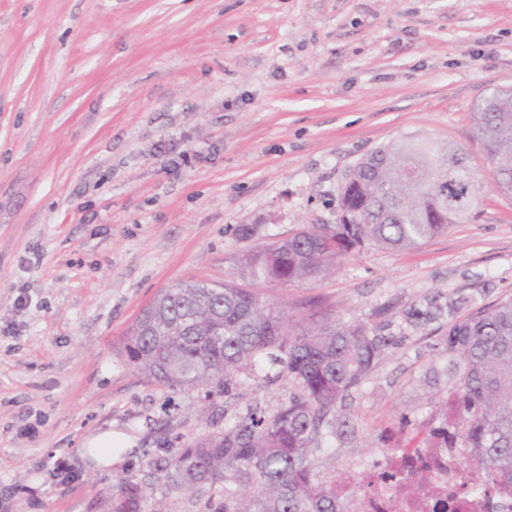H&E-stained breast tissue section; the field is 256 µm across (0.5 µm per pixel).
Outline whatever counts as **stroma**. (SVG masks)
I'll return each instance as SVG.
<instances>
[{
  "mask_svg": "<svg viewBox=\"0 0 512 512\" xmlns=\"http://www.w3.org/2000/svg\"><path fill=\"white\" fill-rule=\"evenodd\" d=\"M495 88L512 0H0V512H97L148 460L297 393L258 370L208 398L129 365L131 324L184 281L389 339L323 478L440 422L449 324L512 294V197L471 122ZM402 138L467 150V219L297 286L245 275L246 252L336 223L348 171ZM106 431L123 455L96 467Z\"/></svg>",
  "mask_w": 512,
  "mask_h": 512,
  "instance_id": "35a3bbf8",
  "label": "stroma"
}]
</instances>
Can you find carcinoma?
<instances>
[{"instance_id":"cac0c4a2","label":"carcinoma","mask_w":512,"mask_h":512,"mask_svg":"<svg viewBox=\"0 0 512 512\" xmlns=\"http://www.w3.org/2000/svg\"><path fill=\"white\" fill-rule=\"evenodd\" d=\"M496 190L512 197V90H492L471 113ZM340 190V218L313 224L246 255L252 279L275 285L316 280L352 252L406 251L448 231L472 210L480 182L466 153L403 139L360 160ZM459 356L446 426L434 446L470 448L467 466L512 487V296L448 325ZM387 346L360 322L325 318L295 327L285 308L233 283L184 282L142 309L125 345L127 361L171 390L225 392L260 363L298 384L300 394L269 414L260 405L207 432L148 477L128 474L99 512H169L168 500L205 501V512H343L336 477L319 475L318 454L343 434L338 404L358 388Z\"/></svg>"}]
</instances>
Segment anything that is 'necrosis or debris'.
<instances>
[{
	"label": "necrosis or debris",
	"mask_w": 512,
	"mask_h": 512,
	"mask_svg": "<svg viewBox=\"0 0 512 512\" xmlns=\"http://www.w3.org/2000/svg\"><path fill=\"white\" fill-rule=\"evenodd\" d=\"M465 448H392L362 461L336 479V498L356 500L360 512H448L449 500L470 503L469 512H512V494L475 487Z\"/></svg>",
	"instance_id": "4bbe7bcc"
}]
</instances>
